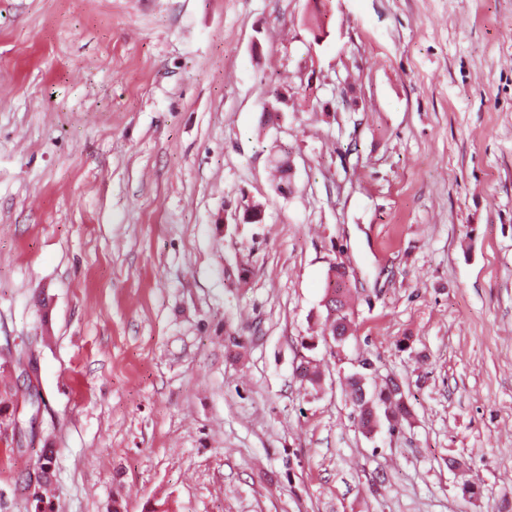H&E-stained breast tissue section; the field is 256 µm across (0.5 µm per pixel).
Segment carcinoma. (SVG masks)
<instances>
[{
    "mask_svg": "<svg viewBox=\"0 0 512 512\" xmlns=\"http://www.w3.org/2000/svg\"><path fill=\"white\" fill-rule=\"evenodd\" d=\"M346 268L343 263L329 266L325 290L337 288L344 283ZM350 289L325 305L323 331L332 336L341 346L352 335L355 325L353 311L349 306ZM369 359L360 360V368L347 376V395L354 408L358 428L365 436L373 435L382 425L394 430L410 417L407 395L401 385L392 377L385 379L377 389H370L375 382V370L366 369ZM299 376L313 385L320 383L322 373L318 366L308 361L297 367Z\"/></svg>",
    "mask_w": 512,
    "mask_h": 512,
    "instance_id": "1",
    "label": "carcinoma"
}]
</instances>
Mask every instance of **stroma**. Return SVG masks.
Masks as SVG:
<instances>
[{
  "label": "stroma",
  "mask_w": 512,
  "mask_h": 512,
  "mask_svg": "<svg viewBox=\"0 0 512 512\" xmlns=\"http://www.w3.org/2000/svg\"><path fill=\"white\" fill-rule=\"evenodd\" d=\"M7 344L43 405L0 439V512H36L46 448L54 512L512 501V0H0ZM361 356L408 395L398 433L353 418ZM346 273L343 262L336 265L330 264L325 286L324 299L330 289L334 291L344 290V292L334 300H330L332 296H328L326 300H330V304L323 305L326 311L323 333L327 332L328 336H332L337 346H342L346 342L352 335L353 326L355 325L354 313L348 301L351 289L337 288L344 283Z\"/></svg>",
  "instance_id": "35a3bbf8"
}]
</instances>
